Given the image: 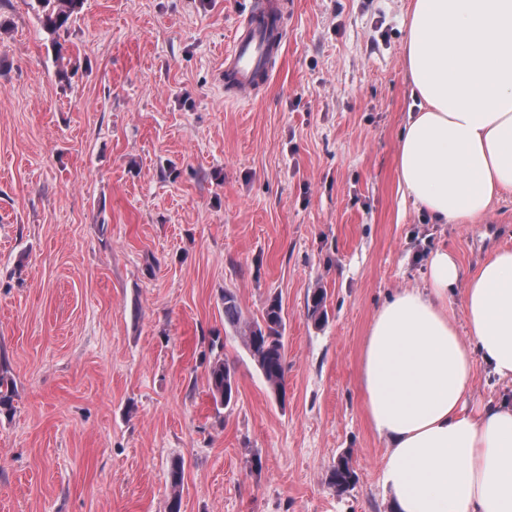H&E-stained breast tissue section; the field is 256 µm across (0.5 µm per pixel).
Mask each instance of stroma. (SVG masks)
Wrapping results in <instances>:
<instances>
[{
  "mask_svg": "<svg viewBox=\"0 0 512 512\" xmlns=\"http://www.w3.org/2000/svg\"><path fill=\"white\" fill-rule=\"evenodd\" d=\"M411 2L290 0L269 85L229 101L249 0H81L56 35L0 0V512H168L176 463L181 512H388L358 382L372 315L437 246L470 269L512 245V193L474 224L400 204ZM228 292L251 323L281 300L285 396ZM209 391L216 406H224V389L227 394L226 406L232 400V384L235 383L234 371L224 363V360L215 361L209 369ZM355 472L350 464L347 454H342L333 466L329 476V486L337 494L341 495L347 492L355 482Z\"/></svg>",
  "mask_w": 512,
  "mask_h": 512,
  "instance_id": "stroma-1",
  "label": "stroma"
}]
</instances>
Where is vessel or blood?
Returning <instances> with one entry per match:
<instances>
[{
  "label": "vessel or blood",
  "mask_w": 512,
  "mask_h": 512,
  "mask_svg": "<svg viewBox=\"0 0 512 512\" xmlns=\"http://www.w3.org/2000/svg\"><path fill=\"white\" fill-rule=\"evenodd\" d=\"M286 0H251L224 52V89L235 99L270 82L286 45Z\"/></svg>",
  "instance_id": "b4317fda"
}]
</instances>
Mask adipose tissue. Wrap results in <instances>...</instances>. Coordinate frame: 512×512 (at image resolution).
<instances>
[{"instance_id": "1", "label": "adipose tissue", "mask_w": 512, "mask_h": 512, "mask_svg": "<svg viewBox=\"0 0 512 512\" xmlns=\"http://www.w3.org/2000/svg\"><path fill=\"white\" fill-rule=\"evenodd\" d=\"M419 99L398 190L436 224H472L512 192V0H413L404 42ZM391 293L363 341L364 413L391 512H512V398L471 406L477 365L512 386V246Z\"/></svg>"}]
</instances>
